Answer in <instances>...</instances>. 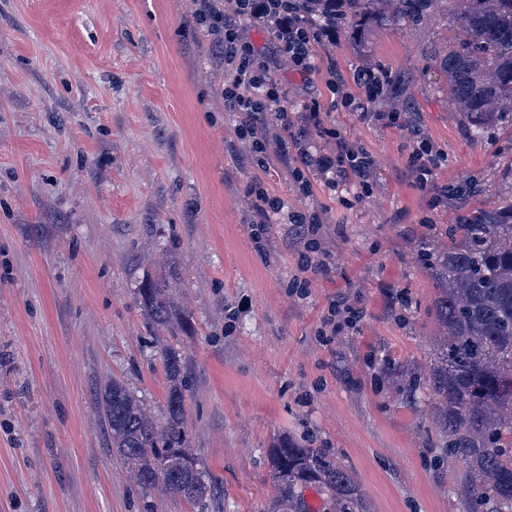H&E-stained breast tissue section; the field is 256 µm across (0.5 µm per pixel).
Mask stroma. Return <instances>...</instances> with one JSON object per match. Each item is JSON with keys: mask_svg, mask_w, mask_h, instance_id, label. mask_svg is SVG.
<instances>
[{"mask_svg": "<svg viewBox=\"0 0 512 512\" xmlns=\"http://www.w3.org/2000/svg\"><path fill=\"white\" fill-rule=\"evenodd\" d=\"M231 0H0V512H274L271 449L317 448L353 475L369 512H460L426 387L437 285L422 251L447 248L465 205L512 196V129L473 141L440 93L442 28L340 31L308 74L275 62L295 127L376 160L372 194L353 180L293 187L286 132L261 166L241 158L224 105L220 33L197 21ZM412 77L417 125L444 157L437 183L473 184L464 203L421 190L405 127L355 78ZM363 99L332 106L330 83ZM318 102L319 125L307 110ZM317 212L330 262L303 298L298 254L261 193ZM268 221L257 250L250 227ZM165 280L170 320L138 300ZM361 309L321 336L331 303ZM186 366L187 447L211 484L202 504L142 489L113 453L98 404L122 382L166 417L168 351Z\"/></svg>", "mask_w": 512, "mask_h": 512, "instance_id": "stroma-1", "label": "stroma"}]
</instances>
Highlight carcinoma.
Here are the masks:
<instances>
[{"label":"carcinoma","instance_id":"obj_1","mask_svg":"<svg viewBox=\"0 0 512 512\" xmlns=\"http://www.w3.org/2000/svg\"><path fill=\"white\" fill-rule=\"evenodd\" d=\"M284 7L314 40L373 24L444 22L448 51L436 61L471 138L512 127V0H284ZM378 75V98L400 102L406 77ZM425 265L438 284L442 328L428 388L438 400L434 420L448 458L461 464V512H512V199L464 210L448 225V250L425 254ZM166 288L163 280L139 288L140 303L159 325L170 315ZM164 367L172 385L162 424L148 418L119 381L104 389L101 411L112 449L142 488L162 485L201 503L211 485L185 448L181 356L167 353ZM270 466L276 502L287 512H306L299 490L312 486L325 493L333 512H367L353 477L315 448H274Z\"/></svg>","mask_w":512,"mask_h":512}]
</instances>
